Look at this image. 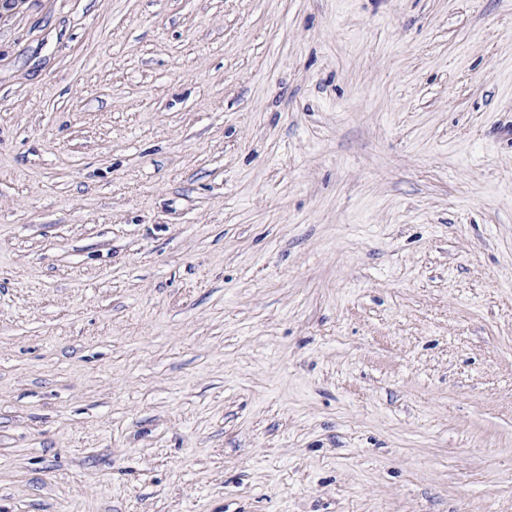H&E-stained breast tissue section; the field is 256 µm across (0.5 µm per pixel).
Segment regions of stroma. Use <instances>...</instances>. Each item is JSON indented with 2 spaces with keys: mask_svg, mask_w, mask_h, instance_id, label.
Segmentation results:
<instances>
[{
  "mask_svg": "<svg viewBox=\"0 0 512 512\" xmlns=\"http://www.w3.org/2000/svg\"><path fill=\"white\" fill-rule=\"evenodd\" d=\"M0 512H512V0H0Z\"/></svg>",
  "mask_w": 512,
  "mask_h": 512,
  "instance_id": "35a3bbf8",
  "label": "stroma"
}]
</instances>
